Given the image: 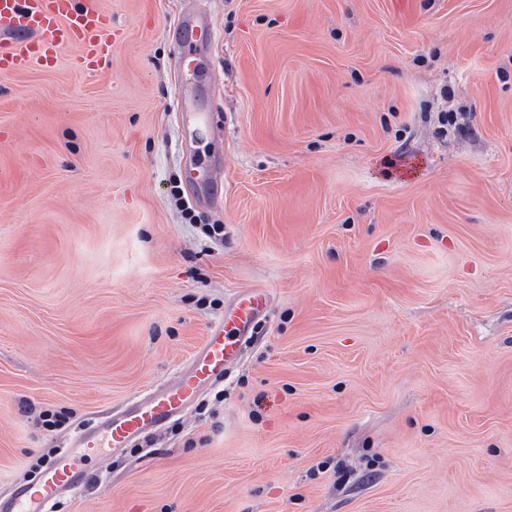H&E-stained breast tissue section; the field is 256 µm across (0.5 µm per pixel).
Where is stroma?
<instances>
[{
    "label": "stroma",
    "instance_id": "obj_1",
    "mask_svg": "<svg viewBox=\"0 0 512 512\" xmlns=\"http://www.w3.org/2000/svg\"><path fill=\"white\" fill-rule=\"evenodd\" d=\"M103 5L99 69L0 74V499L254 289L222 394L53 512H512V0Z\"/></svg>",
    "mask_w": 512,
    "mask_h": 512
}]
</instances>
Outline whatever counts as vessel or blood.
<instances>
[{"label":"vessel or blood","instance_id":"1","mask_svg":"<svg viewBox=\"0 0 512 512\" xmlns=\"http://www.w3.org/2000/svg\"><path fill=\"white\" fill-rule=\"evenodd\" d=\"M115 39L111 16L101 0H0V73L33 65L53 68L68 47L77 50L75 67L91 71L111 52ZM266 309L263 292L241 296L225 310L223 323L210 327L177 380L79 433L71 453L49 461L35 484L19 487L7 502H0V512H48L50 504L79 487L85 458L130 447L179 416L204 387L223 381L238 363L242 337Z\"/></svg>","mask_w":512,"mask_h":512}]
</instances>
